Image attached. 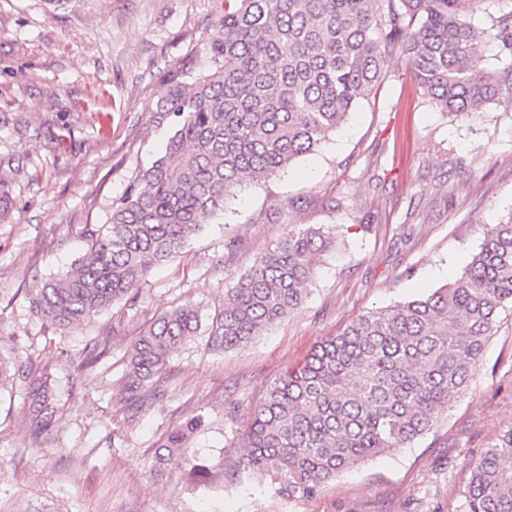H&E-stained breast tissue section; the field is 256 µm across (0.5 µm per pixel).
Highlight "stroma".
<instances>
[{
    "mask_svg": "<svg viewBox=\"0 0 512 512\" xmlns=\"http://www.w3.org/2000/svg\"><path fill=\"white\" fill-rule=\"evenodd\" d=\"M223 0H0V356L39 365L55 390L50 432L35 437L22 377L0 391V512H461L468 458L512 428V310L502 311L477 374L405 448L347 470L316 497L237 473L246 414L310 348L365 311L454 281L481 228L512 217V112H443L403 56L320 150L239 187L134 301L67 330L29 312V291L70 270L86 225L105 224L136 168L171 132L157 123L163 71L205 58ZM294 224H343L304 304L243 348L208 350L224 283ZM198 310L201 328L167 372L130 400L131 343L161 314ZM108 352L79 364L94 337ZM204 424L187 459L154 467L165 435ZM213 468L184 479L186 460Z\"/></svg>",
    "mask_w": 512,
    "mask_h": 512,
    "instance_id": "stroma-1",
    "label": "stroma"
}]
</instances>
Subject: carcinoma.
Returning a JSON list of instances; mask_svg holds the SVG:
<instances>
[{"label":"carcinoma","instance_id":"obj_1","mask_svg":"<svg viewBox=\"0 0 512 512\" xmlns=\"http://www.w3.org/2000/svg\"><path fill=\"white\" fill-rule=\"evenodd\" d=\"M498 68L486 70L488 47ZM207 67L167 70L158 119L164 153L87 225L86 252L29 299L57 329L138 296L152 268L173 258L225 196L318 150L402 54L442 110L512 111V0H225L205 45ZM344 225H297L224 288L208 349L231 351L299 309L319 256ZM512 305V216L486 224L462 275L431 294L367 311L317 345L247 413L240 469L310 497L342 471L410 445L475 375L499 315ZM200 327L198 312L163 313L130 346L123 392L167 371L169 355ZM36 434L53 417L50 388L29 369ZM201 426L171 432L157 458L184 456ZM462 512H512V429L476 458Z\"/></svg>","mask_w":512,"mask_h":512}]
</instances>
